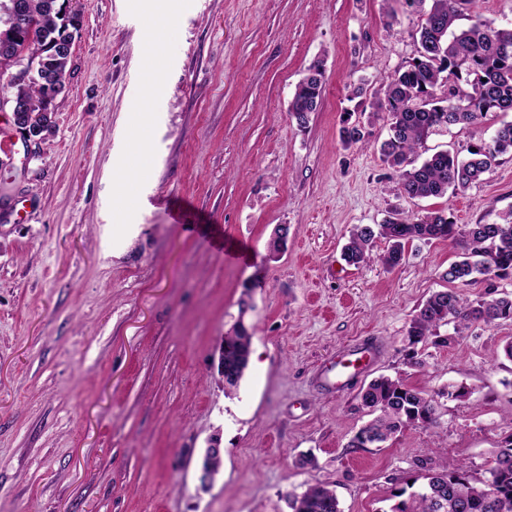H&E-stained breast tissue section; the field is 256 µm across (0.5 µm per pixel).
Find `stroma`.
Wrapping results in <instances>:
<instances>
[{"label": "stroma", "mask_w": 512, "mask_h": 512, "mask_svg": "<svg viewBox=\"0 0 512 512\" xmlns=\"http://www.w3.org/2000/svg\"><path fill=\"white\" fill-rule=\"evenodd\" d=\"M82 16L54 128L0 154V512H293L307 487L341 512H392L422 464L487 476L512 435V324L471 329L407 359L418 306L448 289L446 240L413 241L393 268L342 257L388 210L456 224L512 214V158L466 191L409 199L379 147L386 114L352 89L417 55L405 0H181L163 30L152 0H72ZM324 91L288 112L315 59ZM162 91H155V83ZM364 143L344 147V122ZM287 227L282 251L268 243ZM252 334L237 395L219 344ZM383 344L350 390L320 371L360 340ZM434 393L439 424L383 447L349 442L379 376ZM224 450L213 484L197 470Z\"/></svg>", "instance_id": "obj_1"}]
</instances>
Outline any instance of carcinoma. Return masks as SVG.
<instances>
[{
    "instance_id": "1",
    "label": "carcinoma",
    "mask_w": 512,
    "mask_h": 512,
    "mask_svg": "<svg viewBox=\"0 0 512 512\" xmlns=\"http://www.w3.org/2000/svg\"><path fill=\"white\" fill-rule=\"evenodd\" d=\"M24 5L12 24L13 47L41 66L37 80L14 85L6 82L11 102L29 105L33 126H45L47 113L64 91L70 58L68 44L80 31L79 13L66 11L67 0H0V25L13 18V2ZM467 0H432L419 33L420 54L408 65L382 79L383 96L371 104V115L385 112L389 134L380 145L383 160L399 176V191L411 199L443 197L448 190H466L484 174L512 156V122H504L490 139L477 137L467 156L448 150L415 163L417 149L435 129L448 125L479 128L490 113L512 112V26L496 27L477 18L458 34H449L462 16ZM322 62L314 63L297 86L289 112L304 125L317 111L323 93ZM346 145L363 141L364 126L346 124L341 130ZM388 242L379 260L399 265L405 246L414 241L448 239L460 250V260L445 272L450 282H468L474 274L512 280V221L459 226L440 212L405 216L394 210L383 223L357 225L344 248L347 263L374 260L376 240ZM512 323V293L469 301L452 290L429 295L418 307L407 329L409 361L426 364L415 345L432 341L445 346L450 337L437 329L453 325L454 333L475 324ZM251 335L243 324L224 336V393L236 390L248 366ZM465 396L464 388L449 384L434 394L416 390L399 379L379 376L360 392L361 406L373 415L349 442L351 448L381 445L408 424L438 425L439 400ZM484 486L470 483L462 464H440L424 475L420 491L397 512H512V435L499 446ZM293 512H341L334 491L325 485L308 487L291 503Z\"/></svg>"
}]
</instances>
